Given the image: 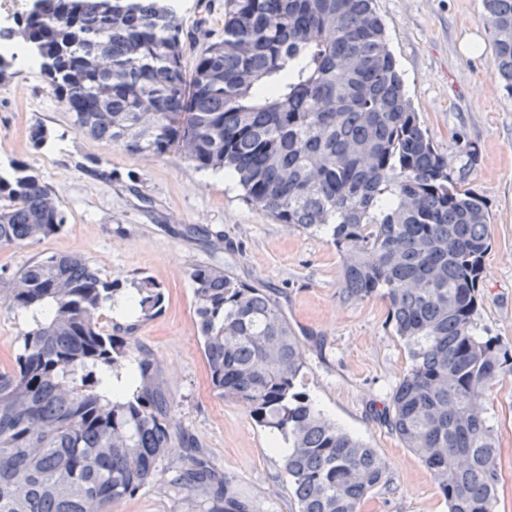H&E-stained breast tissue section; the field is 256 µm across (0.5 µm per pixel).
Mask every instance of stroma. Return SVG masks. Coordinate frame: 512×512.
Wrapping results in <instances>:
<instances>
[{
    "mask_svg": "<svg viewBox=\"0 0 512 512\" xmlns=\"http://www.w3.org/2000/svg\"><path fill=\"white\" fill-rule=\"evenodd\" d=\"M187 62L224 32V0H177ZM407 93L454 176L486 201L491 247L480 285L478 326L512 352V92L492 75L491 33L483 0H376ZM50 134L36 145L34 129ZM478 150L470 164L461 143ZM19 160L49 183L63 204L65 229L45 240L0 246V277L50 255L84 257L115 280L122 295L139 274L165 293L162 310L135 321L112 310L161 369L177 432L191 434L214 467L233 479L256 512H297L283 460L268 429L245 407L212 390L196 326L189 272L211 264L266 290L301 336L302 389L326 414L389 463L391 485L369 493L360 512H448L420 460L378 416L411 366L379 293L361 298L341 285L342 261L329 236L278 223L249 204L223 174L196 170L179 151L144 158L79 129L39 69L14 67L0 84V164ZM186 224L222 234L180 236ZM28 313L0 304V370L10 368ZM499 439L494 512H512V377L487 404ZM166 474L115 504L112 512H185Z\"/></svg>",
    "mask_w": 512,
    "mask_h": 512,
    "instance_id": "obj_1",
    "label": "stroma"
}]
</instances>
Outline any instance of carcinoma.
<instances>
[{
    "label": "carcinoma",
    "mask_w": 512,
    "mask_h": 512,
    "mask_svg": "<svg viewBox=\"0 0 512 512\" xmlns=\"http://www.w3.org/2000/svg\"><path fill=\"white\" fill-rule=\"evenodd\" d=\"M376 0H225L224 36L186 68L172 0H37L0 29L41 60L74 122L136 155L180 150L222 172L281 224L326 229L351 297L381 291L412 364L383 423L429 471L448 512H493L500 480L487 415L512 357L476 318L489 250L485 200L448 172L405 90ZM493 74L512 91V0H484ZM66 219L29 165L0 169V245L49 238ZM213 391L243 405L288 449L298 512H359L390 485L376 449L298 389L303 342L266 291L228 271L190 272ZM130 313L160 312L151 276ZM119 289L80 255H51L0 279L30 313L0 373V512H112L150 485L176 435L160 370L130 336L105 329ZM133 384L112 394L121 372ZM193 512H254L196 452L168 480Z\"/></svg>",
    "instance_id": "carcinoma-1"
}]
</instances>
